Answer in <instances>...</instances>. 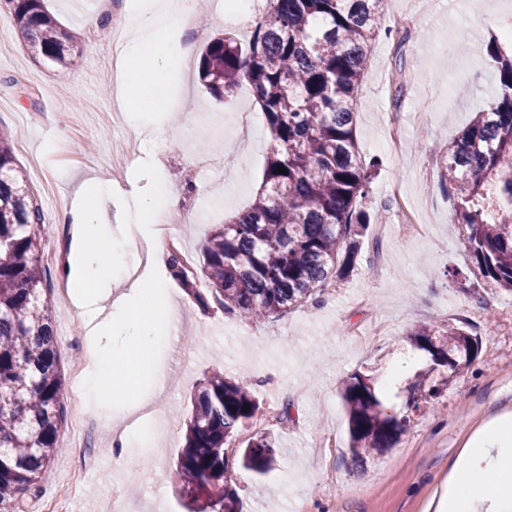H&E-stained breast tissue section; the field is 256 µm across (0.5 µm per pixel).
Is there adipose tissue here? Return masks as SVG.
<instances>
[{
  "label": "adipose tissue",
  "mask_w": 512,
  "mask_h": 512,
  "mask_svg": "<svg viewBox=\"0 0 512 512\" xmlns=\"http://www.w3.org/2000/svg\"><path fill=\"white\" fill-rule=\"evenodd\" d=\"M185 8L183 0H134L129 10V36L115 75L119 99L151 94L167 87L191 56V49L168 45L164 36ZM184 197L169 193L164 206L152 196L139 198L134 207L114 202L112 182L92 176L74 193V202L58 221L72 228L71 254L64 268L83 324L95 322L113 281L112 268L138 259L136 235L115 234L114 224L142 223L156 218L158 209L181 211ZM149 309L133 308L121 300L111 307V318L126 332L123 350L99 345L97 368L85 380L89 399L109 391L114 380L130 374L144 383L159 380L152 360L164 343L162 319L171 308L161 279L150 281ZM428 512H512V416L494 419L459 454L448 473V483L433 497Z\"/></svg>",
  "instance_id": "ef3b65f1"
}]
</instances>
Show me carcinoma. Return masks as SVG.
<instances>
[{
	"instance_id": "1",
	"label": "carcinoma",
	"mask_w": 512,
	"mask_h": 512,
	"mask_svg": "<svg viewBox=\"0 0 512 512\" xmlns=\"http://www.w3.org/2000/svg\"><path fill=\"white\" fill-rule=\"evenodd\" d=\"M5 2L32 55L72 64L74 45L44 0ZM388 2L268 0L266 20L246 42L230 35L206 42L200 81L222 99L246 81L272 143L250 208L218 225L203 246L205 291L194 288L179 257H170L171 276L202 307L210 294L224 312L257 321L317 300L354 270L370 226L383 220L364 208L378 164L359 149L355 104ZM487 52L498 91L437 156L472 266L487 286L512 294V56L494 42ZM42 224L12 142L0 133V512H26L65 423V376L43 288ZM407 339L430 364L408 379L402 409L387 405L367 372L344 382L355 458L395 447L420 404L441 397L480 350L461 325L414 327ZM259 410L251 383L217 368L205 377L174 472L188 512H241L225 445ZM276 463L274 441L263 435L238 456L253 477Z\"/></svg>"
}]
</instances>
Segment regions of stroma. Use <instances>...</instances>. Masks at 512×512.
Returning a JSON list of instances; mask_svg holds the SVG:
<instances>
[{
    "label": "stroma",
    "instance_id": "obj_1",
    "mask_svg": "<svg viewBox=\"0 0 512 512\" xmlns=\"http://www.w3.org/2000/svg\"><path fill=\"white\" fill-rule=\"evenodd\" d=\"M73 38L77 57L59 68L34 58L6 15H0V126L14 135L15 153L44 217L42 245L68 242L59 224L73 187L89 173L111 180L115 195L134 204L143 191L163 195L195 186L192 212L158 224L180 237L193 259L214 225L246 211L261 181L271 141L264 118L239 135L234 112L253 105L249 85L216 101L197 65L180 76L181 105L144 107L143 122L159 135L156 175L146 156L113 166L112 140L128 122L112 69L113 29H90L93 6L46 0ZM408 30L378 37L356 101L362 153L377 158L372 225L353 272L318 301L261 323L218 306L202 308L175 281L167 292L176 321L154 359L165 383H116L97 402L74 397L75 369L88 338L55 264H47L46 294L65 373L66 420L61 449L43 474L28 512H112L121 496L127 512H185L170 474L183 445L192 398L207 371L247 379L260 413L226 448L229 462L253 437L276 440L278 461L261 479L238 480L242 512H426L468 439L493 415L512 410V296L482 287L454 222L438 176L434 147L452 141L485 108L499 84L486 46L512 26V0H488L481 14L467 0H392ZM473 294L461 292V283ZM465 325L480 341L475 361L443 395L422 406L408 432L384 455L356 460L348 449L343 381L355 370L383 377L411 353L406 334L417 325ZM145 398L143 422L163 437L162 451L135 447L113 453L115 428L129 424L128 405Z\"/></svg>",
    "mask_w": 512,
    "mask_h": 512
}]
</instances>
